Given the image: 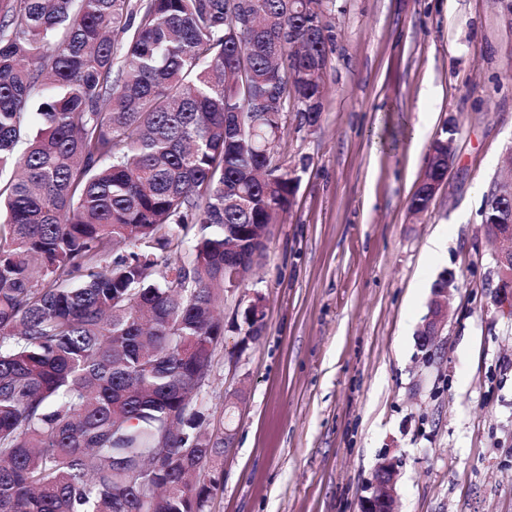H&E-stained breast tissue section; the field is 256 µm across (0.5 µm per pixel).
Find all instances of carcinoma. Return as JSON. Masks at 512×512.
<instances>
[{
    "label": "carcinoma",
    "mask_w": 512,
    "mask_h": 512,
    "mask_svg": "<svg viewBox=\"0 0 512 512\" xmlns=\"http://www.w3.org/2000/svg\"><path fill=\"white\" fill-rule=\"evenodd\" d=\"M327 2L0 0V512H208L225 247L292 203L272 147L289 101L320 119Z\"/></svg>",
    "instance_id": "1"
}]
</instances>
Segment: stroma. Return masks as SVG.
Here are the masks:
<instances>
[{
    "label": "stroma",
    "mask_w": 512,
    "mask_h": 512,
    "mask_svg": "<svg viewBox=\"0 0 512 512\" xmlns=\"http://www.w3.org/2000/svg\"><path fill=\"white\" fill-rule=\"evenodd\" d=\"M328 21L320 121L287 111L274 144L292 204L225 294L224 339L193 402L214 425L243 397L208 510L359 512L390 454L399 512H512V316L494 303L479 216L512 177V13L500 0H336ZM449 124L454 163L412 213ZM445 271L458 287L427 352L419 333ZM256 292L264 325L248 340Z\"/></svg>",
    "instance_id": "obj_1"
}]
</instances>
